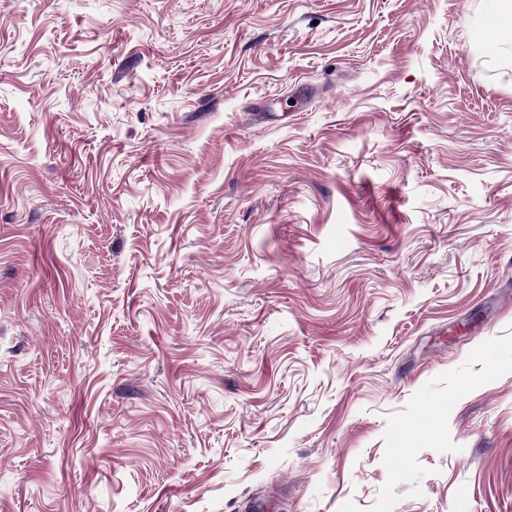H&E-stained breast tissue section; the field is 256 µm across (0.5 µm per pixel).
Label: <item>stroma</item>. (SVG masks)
<instances>
[{
  "label": "stroma",
  "instance_id": "obj_1",
  "mask_svg": "<svg viewBox=\"0 0 512 512\" xmlns=\"http://www.w3.org/2000/svg\"><path fill=\"white\" fill-rule=\"evenodd\" d=\"M490 8L0 0V512H512Z\"/></svg>",
  "mask_w": 512,
  "mask_h": 512
}]
</instances>
